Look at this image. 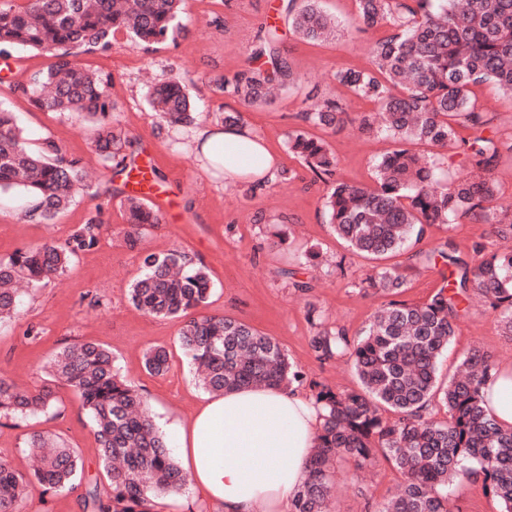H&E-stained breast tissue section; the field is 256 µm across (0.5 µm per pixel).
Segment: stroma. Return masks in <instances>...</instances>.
<instances>
[{"label":"stroma","instance_id":"1","mask_svg":"<svg viewBox=\"0 0 512 512\" xmlns=\"http://www.w3.org/2000/svg\"><path fill=\"white\" fill-rule=\"evenodd\" d=\"M280 4L281 0H185V33L176 41L144 51L132 47L126 34L119 33L108 52L79 53L85 67L111 73L107 92L117 105L113 126L135 137L138 164L155 167L163 176L155 189L169 201L170 209L158 224L143 229L133 245L127 241L120 199L112 194L123 179L91 151L92 124L77 113L37 110L27 96L10 88L11 83H28L45 70L49 57L27 51L20 68L0 69V105L17 112L31 146L46 138L55 140L69 156L82 159L90 185L49 224L23 221L27 199L1 195L0 258L38 244L63 243L91 218L102 220L98 247L75 257L60 279L32 291L19 315L0 325V372L20 388L42 386L49 362L60 349L73 343H97L111 350L121 374L146 397L159 429L172 434L195 412L204 390L179 346L181 320L144 315L129 303L127 294L146 254L176 249L210 272L214 290L204 314L245 322L278 342L305 374L297 386L305 397L314 396L318 383L335 389L358 386L347 359L318 360L311 341L322 326L356 334L386 298L363 289L371 261L354 255L336 238L324 212L328 183L289 153L287 141L289 132L300 127L301 113L323 99H340L353 114L371 111V103L334 79L340 68L370 67V36L353 24L355 0H322L339 27L335 38L318 45L292 34L278 11ZM271 27L277 30L297 81L265 104L241 106L236 98L218 91L215 81L247 68L253 46ZM172 80L181 82L196 102L193 123L167 125L149 108V85ZM474 93L478 106L494 114V131L512 135V98L492 83L475 88ZM230 109L241 110L245 125L266 141L277 168L292 170V179L284 182L276 177L259 188L241 181L225 188L223 168L202 160L193 133L205 124L220 125ZM314 134L327 141L338 159V177L350 183H371L376 158L390 147L388 141L360 133L351 123L318 128ZM447 238L467 260L474 245H482L488 255L507 246L494 225L465 219L450 228L432 230L411 244L408 253L431 250ZM408 253L394 256V263H406ZM297 280L309 283V290L294 288ZM33 326L40 334L31 339L27 331ZM153 347L168 353L165 374L156 376L144 369V355ZM475 350L488 352L499 366L512 361V336L502 331L495 313L480 300L470 303L457 326L441 360L442 378H451L458 364ZM58 398L57 408L49 414L0 418V460L19 471L33 472L36 462L26 445L28 435L58 436L82 458L81 484L47 493L34 486L19 512H85L86 486L97 485L103 493L109 489L88 415L70 389L59 388ZM399 483V473L386 463L364 470L350 461L341 463L330 507L332 512H376ZM452 498L459 512L502 509L479 479L454 484Z\"/></svg>","mask_w":512,"mask_h":512}]
</instances>
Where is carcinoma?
Here are the masks:
<instances>
[{"mask_svg": "<svg viewBox=\"0 0 512 512\" xmlns=\"http://www.w3.org/2000/svg\"><path fill=\"white\" fill-rule=\"evenodd\" d=\"M356 28L383 35L372 39V68L336 72V81L377 107L355 118L358 130L380 136L393 148L374 164L371 185L336 177L338 161L327 144L298 129L288 133V150L316 177L331 182L324 208L327 223L351 252L381 259L424 238L433 227L467 218L496 224L512 237V205L496 207L491 172L512 140L489 133L492 119L472 100L474 88L493 83L512 98V0H356ZM281 12L298 38L329 37L336 21L318 0H283ZM183 0H15L0 4V58L21 61L18 48L52 58L46 71L18 89L43 112H84L95 124L93 146L114 164L115 174L132 172L129 140L115 131V105L107 94L112 75L89 69L76 50L107 51L118 32L144 49L175 40L182 33ZM252 66L226 78L219 89L247 106L266 101L270 91L296 83L276 30L251 51ZM149 104L170 124L188 123L194 102L175 82L149 92ZM347 113L337 101L302 113L311 126L334 127ZM458 145L464 162L480 171L448 184L441 178L444 157H429L415 146ZM83 189L80 160L46 138L33 148L15 113L0 106V194L18 191L28 199L23 219L49 224L70 207ZM127 236L159 222V208L137 195L123 203ZM100 225L86 224L63 245L42 244L0 259V321L18 312L20 282L32 287L60 278L71 257L94 248ZM472 262L456 254L447 239L410 256L436 268L446 284L423 304L397 301L406 276L398 265L375 267L363 283L391 297L351 339L345 330L320 331L311 346L319 360L347 356L359 387L317 385L315 404L323 408L319 442L309 477L290 512H331L333 472L340 461L357 466L383 459L401 475L396 493L378 512H454V483L483 476L502 512H512V429L486 408L483 386L497 374L491 357L479 350L463 359L450 380L439 378L440 357L448 348L464 304L488 302L499 325L512 335V250L481 255ZM143 273L130 288L142 313L181 318L180 345L201 386L224 392L264 385L302 383L304 374L280 345L251 326L227 317L195 315L210 295L208 270L186 252L174 250L143 258ZM163 348L149 350L144 366L153 374L168 369ZM67 387L90 416L103 470L111 491L86 489L87 512H154L155 500L185 493L188 476L153 421L146 398L114 366L112 353L95 343H75L55 353L50 379L31 391L0 373V416L28 418L52 411L57 388ZM441 400L446 418L432 417ZM28 448L37 467L26 474L0 461V512H18L27 487L72 490L83 471L75 449L60 438L34 433Z\"/></svg>", "mask_w": 512, "mask_h": 512, "instance_id": "obj_1", "label": "carcinoma"}]
</instances>
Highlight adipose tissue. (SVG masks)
<instances>
[{
    "label": "adipose tissue",
    "instance_id": "1",
    "mask_svg": "<svg viewBox=\"0 0 512 512\" xmlns=\"http://www.w3.org/2000/svg\"><path fill=\"white\" fill-rule=\"evenodd\" d=\"M204 154L247 174L253 157L270 158L265 141L243 125H207L194 133ZM485 405L503 428H512V364L484 389ZM320 411L305 396L281 387L211 393L175 443L190 487L220 512H290L317 446Z\"/></svg>",
    "mask_w": 512,
    "mask_h": 512
}]
</instances>
